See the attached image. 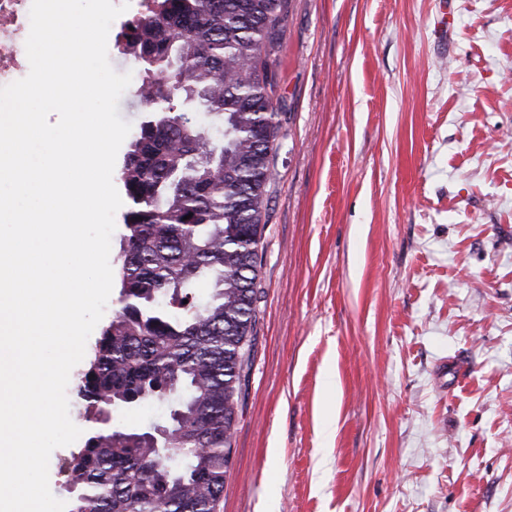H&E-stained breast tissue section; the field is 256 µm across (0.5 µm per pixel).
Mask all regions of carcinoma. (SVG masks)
Segmentation results:
<instances>
[{"mask_svg": "<svg viewBox=\"0 0 512 512\" xmlns=\"http://www.w3.org/2000/svg\"><path fill=\"white\" fill-rule=\"evenodd\" d=\"M290 2L155 0L123 34V55L151 60L139 98L152 116L120 173L130 201L116 261L121 308L87 353L77 397L89 422L164 397L168 437L89 430L64 462L77 487L68 512H221L256 320Z\"/></svg>", "mask_w": 512, "mask_h": 512, "instance_id": "cac0c4a2", "label": "carcinoma"}]
</instances>
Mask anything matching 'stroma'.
<instances>
[{
	"mask_svg": "<svg viewBox=\"0 0 512 512\" xmlns=\"http://www.w3.org/2000/svg\"><path fill=\"white\" fill-rule=\"evenodd\" d=\"M223 512H512V0H291Z\"/></svg>",
	"mask_w": 512,
	"mask_h": 512,
	"instance_id": "stroma-1",
	"label": "stroma"
}]
</instances>
